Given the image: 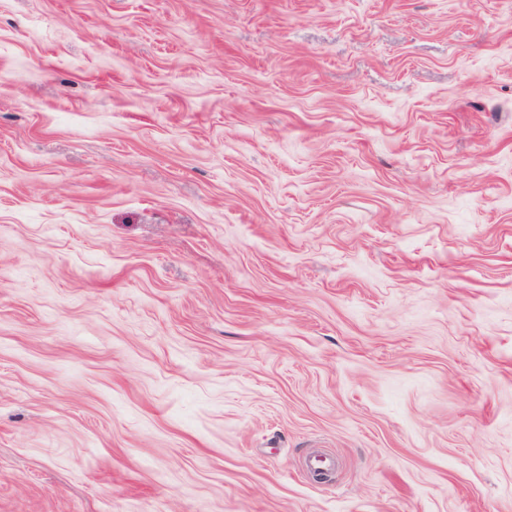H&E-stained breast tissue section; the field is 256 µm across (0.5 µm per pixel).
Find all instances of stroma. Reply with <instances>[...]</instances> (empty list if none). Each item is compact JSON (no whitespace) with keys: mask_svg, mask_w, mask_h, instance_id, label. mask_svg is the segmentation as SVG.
Instances as JSON below:
<instances>
[{"mask_svg":"<svg viewBox=\"0 0 512 512\" xmlns=\"http://www.w3.org/2000/svg\"><path fill=\"white\" fill-rule=\"evenodd\" d=\"M0 512H512V0H0Z\"/></svg>","mask_w":512,"mask_h":512,"instance_id":"35a3bbf8","label":"stroma"}]
</instances>
